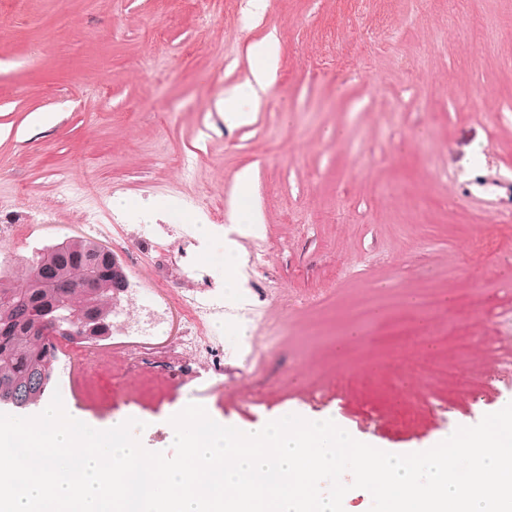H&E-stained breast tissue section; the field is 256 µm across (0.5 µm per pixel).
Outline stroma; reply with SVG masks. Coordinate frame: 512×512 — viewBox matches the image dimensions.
Returning <instances> with one entry per match:
<instances>
[{
	"label": "stroma",
	"mask_w": 512,
	"mask_h": 512,
	"mask_svg": "<svg viewBox=\"0 0 512 512\" xmlns=\"http://www.w3.org/2000/svg\"><path fill=\"white\" fill-rule=\"evenodd\" d=\"M0 0V260L93 236L122 263L126 312L87 367L61 342L67 412L95 429L145 422L170 453L190 403L240 429L292 411L336 418L353 438L406 454L512 402V253L478 258L512 184V0ZM387 25L383 40L372 37ZM277 44L274 83L248 91L251 47ZM382 77L369 85L367 72ZM474 88L467 105L449 87ZM239 88L249 122L222 112ZM55 123L39 130V114ZM250 193L238 195L242 173ZM241 235L243 295L258 318L213 315L202 352L171 350L195 292L224 297L190 222ZM37 232H30V225ZM168 315L136 331L135 297ZM463 321L477 344L456 350ZM409 324L432 369L403 375L381 332ZM245 325L237 336L236 325ZM134 360H127V353Z\"/></svg>",
	"instance_id": "obj_1"
}]
</instances>
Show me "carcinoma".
<instances>
[{
    "label": "carcinoma",
    "mask_w": 512,
    "mask_h": 512,
    "mask_svg": "<svg viewBox=\"0 0 512 512\" xmlns=\"http://www.w3.org/2000/svg\"><path fill=\"white\" fill-rule=\"evenodd\" d=\"M22 272L0 274V398L26 410L54 391L58 348L50 308L69 314L93 312L97 323L111 325L112 306L119 301L112 260L98 242L67 238L29 260Z\"/></svg>",
    "instance_id": "1"
}]
</instances>
